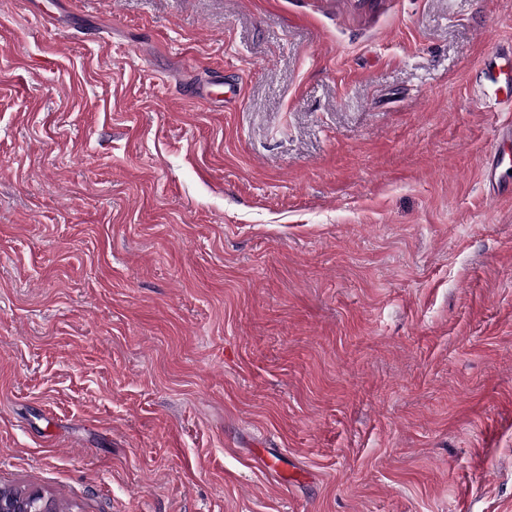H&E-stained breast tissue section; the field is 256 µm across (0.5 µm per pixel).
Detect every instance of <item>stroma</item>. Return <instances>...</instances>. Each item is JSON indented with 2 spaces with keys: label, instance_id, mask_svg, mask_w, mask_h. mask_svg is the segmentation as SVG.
<instances>
[{
  "label": "stroma",
  "instance_id": "obj_1",
  "mask_svg": "<svg viewBox=\"0 0 512 512\" xmlns=\"http://www.w3.org/2000/svg\"><path fill=\"white\" fill-rule=\"evenodd\" d=\"M510 42L512 0H0V486L512 512ZM482 70L500 92L502 99L499 104L505 105L506 110L512 112V44L506 48H492L483 62ZM181 91V99L195 100L203 104L224 103L222 94L200 86L191 80L185 83Z\"/></svg>",
  "mask_w": 512,
  "mask_h": 512
}]
</instances>
